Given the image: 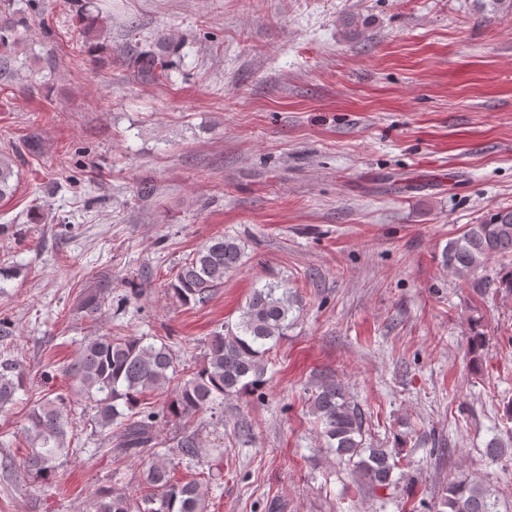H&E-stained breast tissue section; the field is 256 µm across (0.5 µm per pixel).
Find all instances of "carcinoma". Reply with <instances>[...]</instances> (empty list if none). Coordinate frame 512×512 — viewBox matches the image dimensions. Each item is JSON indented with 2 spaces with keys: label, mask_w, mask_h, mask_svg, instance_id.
<instances>
[{
  "label": "carcinoma",
  "mask_w": 512,
  "mask_h": 512,
  "mask_svg": "<svg viewBox=\"0 0 512 512\" xmlns=\"http://www.w3.org/2000/svg\"><path fill=\"white\" fill-rule=\"evenodd\" d=\"M474 2L480 11L493 17H512V0ZM78 12L84 33L98 36L102 18L93 13L91 2L81 3ZM175 52L172 42L162 37L157 48L132 52L129 64L142 79L166 78L176 68L172 59ZM18 161L17 154L0 153V202L11 199L16 192L13 178ZM244 250L238 240L223 235L206 241L180 265L169 283L174 297L183 305L206 303L215 288L224 283V276L242 265ZM441 258L448 271L466 280L486 269L489 262H499L494 274L472 280L473 291L480 296H512V209L493 210L466 225L463 233L444 247ZM291 311L287 286L268 283L253 289L238 322L207 337L203 365L180 378L176 396L163 413L146 405L148 393L177 378L176 358L163 342L157 344L134 335L93 336L85 341L66 372L73 378L77 393L88 400L98 427L107 432L114 455H140L153 448L152 431L159 420L210 412L226 395L261 387L266 376L265 355L288 333ZM24 379L20 365L0 364V409L13 403ZM310 408L322 426L326 446L353 463L369 491L393 485L397 463L392 452L365 445V414L342 384L334 380L322 383L312 394ZM26 433L30 451L24 475L44 483L53 481L58 460L70 451L73 420L63 414L58 400L46 399L32 409ZM173 447L180 460L191 465L205 457L211 456L217 463L224 457L219 448L206 449L196 431L176 435ZM174 470L171 461L154 460L143 471L149 495L139 501L114 491L97 493L94 512H208L200 483L179 480ZM499 506L493 485L465 476L448 485L438 512H500Z\"/></svg>",
  "instance_id": "cac0c4a2"
}]
</instances>
